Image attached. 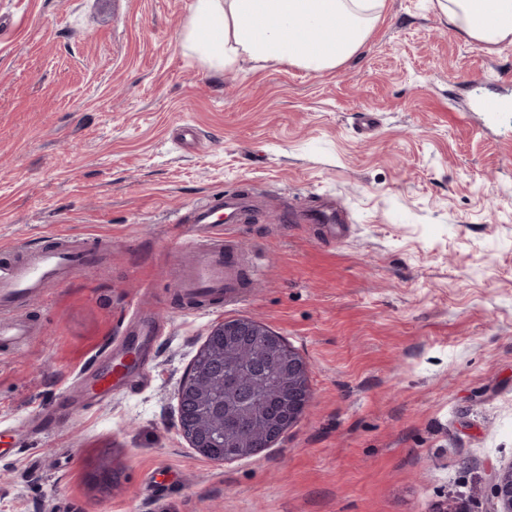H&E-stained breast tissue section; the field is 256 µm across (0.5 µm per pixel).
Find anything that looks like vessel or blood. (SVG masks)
I'll return each instance as SVG.
<instances>
[{"mask_svg": "<svg viewBox=\"0 0 512 512\" xmlns=\"http://www.w3.org/2000/svg\"><path fill=\"white\" fill-rule=\"evenodd\" d=\"M251 208L248 196L232 192L195 203L186 214H174L173 223L193 224L203 234L195 244L193 261L183 268L176 283L199 305L215 297L223 298L228 305L238 300L243 269L233 228L246 223ZM94 259V254L61 242L15 261L0 262V343L29 335L30 327L20 309L31 297L39 295L47 284L69 278ZM142 357V352L131 351L114 359L111 372L95 379L100 397H110L115 384L126 382L135 369L141 368Z\"/></svg>", "mask_w": 512, "mask_h": 512, "instance_id": "vessel-or-blood-1", "label": "vessel or blood"}]
</instances>
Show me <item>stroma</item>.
<instances>
[{
    "instance_id": "1",
    "label": "stroma",
    "mask_w": 512,
    "mask_h": 512,
    "mask_svg": "<svg viewBox=\"0 0 512 512\" xmlns=\"http://www.w3.org/2000/svg\"><path fill=\"white\" fill-rule=\"evenodd\" d=\"M191 0H0V246L98 250L30 302L0 348V512H490L512 467V42L433 0H385L339 67L210 71L180 40ZM376 119L372 133L363 114ZM197 133L178 144L176 128ZM259 261L208 312L174 282L176 212L227 192ZM161 327L148 380L88 404L132 319ZM249 318L308 366L273 447L203 457L178 389L212 327Z\"/></svg>"
}]
</instances>
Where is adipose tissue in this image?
Listing matches in <instances>:
<instances>
[{"instance_id":"ef3b65f1","label":"adipose tissue","mask_w":512,"mask_h":512,"mask_svg":"<svg viewBox=\"0 0 512 512\" xmlns=\"http://www.w3.org/2000/svg\"><path fill=\"white\" fill-rule=\"evenodd\" d=\"M382 0H192L181 32L187 53L221 71L288 63L313 73L355 56ZM465 36L492 48L512 40V0H436Z\"/></svg>"}]
</instances>
